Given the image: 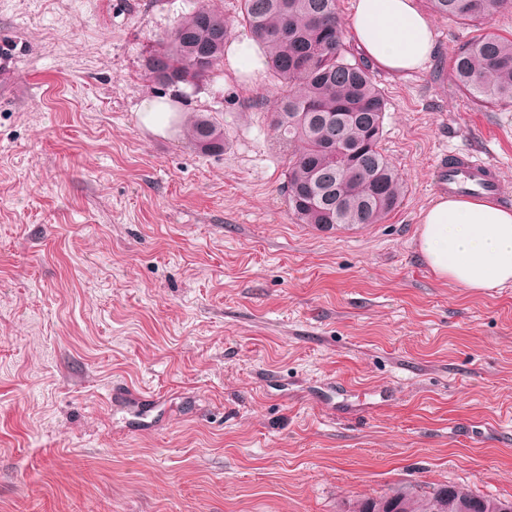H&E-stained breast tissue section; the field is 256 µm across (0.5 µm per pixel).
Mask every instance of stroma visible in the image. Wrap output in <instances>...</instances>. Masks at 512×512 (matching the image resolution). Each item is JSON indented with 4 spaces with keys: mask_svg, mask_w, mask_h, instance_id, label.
<instances>
[{
    "mask_svg": "<svg viewBox=\"0 0 512 512\" xmlns=\"http://www.w3.org/2000/svg\"><path fill=\"white\" fill-rule=\"evenodd\" d=\"M196 0H0V512H351L398 487L512 498V284L438 278L419 250L435 163L476 150L512 206V105L451 57L512 10L432 16L424 67L375 70L382 223H299L268 111L224 65L164 88L146 61ZM172 97L224 132L201 153ZM139 117L148 130L163 136L170 130L174 121L179 118L170 103L164 99H151L143 102Z\"/></svg>",
    "mask_w": 512,
    "mask_h": 512,
    "instance_id": "35a3bbf8",
    "label": "stroma"
}]
</instances>
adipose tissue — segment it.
I'll return each mask as SVG.
<instances>
[{
  "label": "adipose tissue",
  "mask_w": 512,
  "mask_h": 512,
  "mask_svg": "<svg viewBox=\"0 0 512 512\" xmlns=\"http://www.w3.org/2000/svg\"><path fill=\"white\" fill-rule=\"evenodd\" d=\"M355 45L390 73L422 67L433 26L416 0H354L348 21ZM419 249L440 278L474 290L512 282V208L487 198L434 200L421 216Z\"/></svg>",
  "instance_id": "obj_1"
}]
</instances>
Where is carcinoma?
Returning a JSON list of instances; mask_svg holds the SVG:
<instances>
[{
  "label": "carcinoma",
  "mask_w": 512,
  "mask_h": 512,
  "mask_svg": "<svg viewBox=\"0 0 512 512\" xmlns=\"http://www.w3.org/2000/svg\"><path fill=\"white\" fill-rule=\"evenodd\" d=\"M445 18L475 22L509 10L512 0H430ZM241 21L282 82L271 126L287 156L284 192L299 222L378 224L395 210L404 183L381 148L385 99L370 65L342 48L338 0H241ZM230 33L224 14L206 5L180 19L147 63L163 87L193 84L224 64ZM451 76L474 103H512V39L480 35L453 56ZM202 153L224 148L205 116L187 125ZM353 512H512V500L455 484L418 493L398 488L356 501Z\"/></svg>",
  "instance_id": "obj_1"
}]
</instances>
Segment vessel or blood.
I'll return each mask as SVG.
<instances>
[{"label":"vessel or blood","mask_w":512,"mask_h":512,"mask_svg":"<svg viewBox=\"0 0 512 512\" xmlns=\"http://www.w3.org/2000/svg\"><path fill=\"white\" fill-rule=\"evenodd\" d=\"M435 174L441 192L451 197H493L499 191L497 166L470 151L448 153L438 162Z\"/></svg>","instance_id":"obj_1"}]
</instances>
